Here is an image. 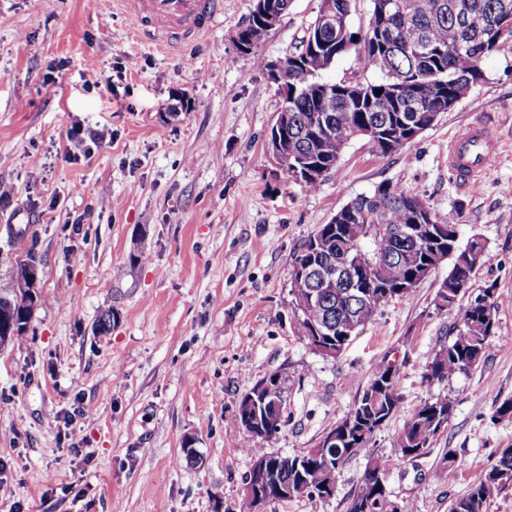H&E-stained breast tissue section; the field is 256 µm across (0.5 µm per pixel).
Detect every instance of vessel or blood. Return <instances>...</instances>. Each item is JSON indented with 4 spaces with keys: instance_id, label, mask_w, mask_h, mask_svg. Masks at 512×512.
<instances>
[{
    "instance_id": "vessel-or-blood-1",
    "label": "vessel or blood",
    "mask_w": 512,
    "mask_h": 512,
    "mask_svg": "<svg viewBox=\"0 0 512 512\" xmlns=\"http://www.w3.org/2000/svg\"><path fill=\"white\" fill-rule=\"evenodd\" d=\"M139 32L169 45L206 32L222 0H125ZM499 141L491 128L458 131L448 143V168L467 184L484 173L496 158Z\"/></svg>"
}]
</instances>
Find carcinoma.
Wrapping results in <instances>:
<instances>
[{"instance_id": "obj_1", "label": "carcinoma", "mask_w": 512, "mask_h": 512, "mask_svg": "<svg viewBox=\"0 0 512 512\" xmlns=\"http://www.w3.org/2000/svg\"><path fill=\"white\" fill-rule=\"evenodd\" d=\"M335 2L340 15L336 29L329 30L315 19L296 52L284 58L280 84L287 92L282 105L288 106L292 120L283 144L281 171L293 182L298 181V170L307 164L333 169L347 145L357 138L365 140L373 153L385 156L384 143L403 138L406 125L415 116L448 111V100L458 102L471 90L473 70L508 40L499 36L498 25L503 16H512V0H373L368 28L360 34L350 23V0ZM241 31L245 41L240 52L253 54L270 28L251 14ZM350 50L356 53L361 68H376L385 78L376 83L323 80V72ZM396 83L417 87L419 96L393 97ZM358 129L361 133L357 135ZM415 199L416 195L397 187L388 197H358L339 210L343 214L352 207L355 215L343 216L340 223L333 218L319 226L293 254L291 264L307 262L311 253L304 246L323 239L329 243L328 254L337 265L357 264L374 277L365 291L349 279L333 293L320 292L311 314L331 333L336 353L374 320L382 306L396 297L410 296L412 290L406 284L413 260L422 262L436 255L449 263L448 276L439 284L435 297L437 308L448 311L464 296L457 288L458 277L471 280L475 260H486L484 239L474 235L462 246L453 224H446L434 242L423 234L402 239L394 236L395 225L408 223ZM319 280L317 272L292 279L293 301L319 288ZM5 300L31 319L34 307L25 294L14 292ZM495 326L496 318L487 319L482 307L468 304L455 336L434 349L425 380L442 383L479 365ZM384 375L382 368H377L353 407L333 425L348 431L350 443L358 449L366 447L374 436L373 426H384L400 411L398 374L389 380ZM437 410L440 416L449 417L451 401L446 397L424 399L409 414L396 440L401 457H407L404 449L414 442L425 448L432 445L435 427L431 419ZM323 482L319 469L305 472L306 494L322 496ZM511 486L512 452L506 448L479 473L467 493L452 503L450 512H486L490 500ZM357 501L366 507L365 512H397L395 507L387 508V492L376 490L365 474L352 498V502Z\"/></svg>"}]
</instances>
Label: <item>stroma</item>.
Here are the masks:
<instances>
[{"mask_svg": "<svg viewBox=\"0 0 512 512\" xmlns=\"http://www.w3.org/2000/svg\"><path fill=\"white\" fill-rule=\"evenodd\" d=\"M253 0H224L190 45L142 39L124 6L97 0H0V293L36 257L42 299L23 342L0 350V512H248L253 440L241 396L287 376L288 423L268 451L299 455L342 418L371 374L399 366V413L345 462L332 496L265 512H347L369 458L385 465L400 512H449L474 476L512 448V42L453 109L400 152L353 140L317 189L284 181L266 141L282 97L259 59L294 51L320 0H290L256 54L236 48ZM104 88L87 87L88 69ZM493 127L500 150L469 185L448 169L460 129ZM96 138L65 160L73 127ZM409 190L460 242L488 257L469 297L490 294L485 360L443 383L423 378L459 311L435 306L447 266L381 308L336 358L299 333L290 293L298 246L378 186ZM108 207L99 210L98 198ZM117 315L108 332L97 321ZM451 415L426 453L402 458L396 435L422 400ZM202 458L190 464L186 438Z\"/></svg>", "mask_w": 512, "mask_h": 512, "instance_id": "1", "label": "stroma"}]
</instances>
